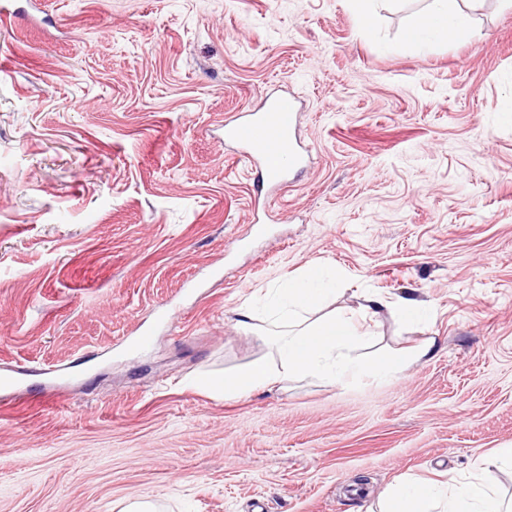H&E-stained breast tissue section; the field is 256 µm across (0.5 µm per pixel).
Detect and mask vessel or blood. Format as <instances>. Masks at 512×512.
Returning a JSON list of instances; mask_svg holds the SVG:
<instances>
[{"instance_id":"1","label":"vessel or blood","mask_w":512,"mask_h":512,"mask_svg":"<svg viewBox=\"0 0 512 512\" xmlns=\"http://www.w3.org/2000/svg\"><path fill=\"white\" fill-rule=\"evenodd\" d=\"M300 102L287 90L267 96L257 112H240L224 123V138L261 166L267 190L278 191L303 166L309 150L297 134Z\"/></svg>"}]
</instances>
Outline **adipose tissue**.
<instances>
[{
    "instance_id": "adipose-tissue-1",
    "label": "adipose tissue",
    "mask_w": 512,
    "mask_h": 512,
    "mask_svg": "<svg viewBox=\"0 0 512 512\" xmlns=\"http://www.w3.org/2000/svg\"><path fill=\"white\" fill-rule=\"evenodd\" d=\"M454 0H431L429 10L406 33L410 42L430 36L437 41L466 42L474 31L467 14L456 9ZM321 274L314 269L300 281L273 289L263 311L243 308L237 324L245 331L256 322L269 328L264 341L271 353L253 359L233 374L208 379L215 393L227 398L250 394L268 385L289 380L317 378L342 382L360 376L386 379L424 357L429 344L411 351L363 359L358 353L364 322L375 319L381 300L368 296L356 311H337L319 316L329 289L320 285ZM380 512H502L488 481L463 484L456 493L442 497L431 484L404 481L384 498Z\"/></svg>"
}]
</instances>
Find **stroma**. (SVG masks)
<instances>
[{
    "label": "stroma",
    "mask_w": 512,
    "mask_h": 512,
    "mask_svg": "<svg viewBox=\"0 0 512 512\" xmlns=\"http://www.w3.org/2000/svg\"><path fill=\"white\" fill-rule=\"evenodd\" d=\"M0 22V512H377L512 447V7L408 43L423 0H19ZM288 86L311 159L260 198L224 120ZM266 232L253 236L254 218ZM386 306L397 376L199 386L266 355L304 271ZM415 299L414 324L393 306ZM148 333L147 345L135 338Z\"/></svg>",
    "instance_id": "obj_1"
}]
</instances>
